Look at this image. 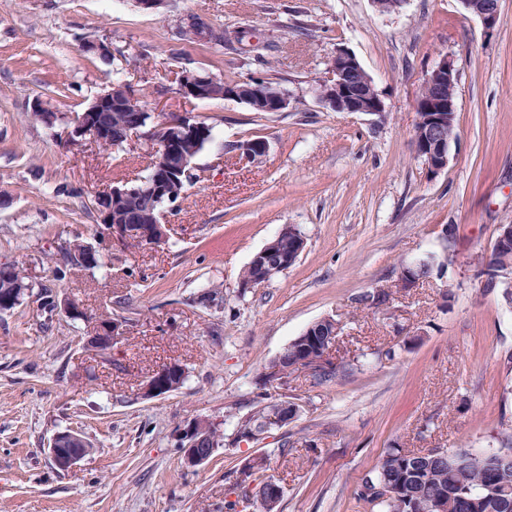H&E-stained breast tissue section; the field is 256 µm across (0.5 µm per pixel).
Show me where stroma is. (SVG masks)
Instances as JSON below:
<instances>
[{
	"label": "stroma",
	"instance_id": "1",
	"mask_svg": "<svg viewBox=\"0 0 512 512\" xmlns=\"http://www.w3.org/2000/svg\"><path fill=\"white\" fill-rule=\"evenodd\" d=\"M499 4L503 22L489 32L459 0H403L389 14L372 0H165L155 11L135 0H0V263L85 311L48 314L30 295L0 315V512H224L239 495V465L266 452L284 488L280 512H370L354 491L389 449L512 446V306L484 293L477 274L496 225L512 224V0ZM191 13L253 29L268 66L180 40ZM92 40L116 57L85 53ZM339 46L381 92L384 119L317 100ZM444 58L458 75L457 140L429 179L415 155L414 104ZM185 68L219 80L264 75L288 106L259 114L184 98L175 76ZM118 77L144 91L156 119L187 112L211 126L195 159L201 177L165 244L115 246L108 269L64 273L61 247L103 231L96 197L147 173L149 145L109 156L57 141ZM36 98L57 122L33 116ZM252 139L268 151L245 165L236 146ZM289 224L306 239L296 263L241 289L252 256ZM441 252L445 277L398 289L402 265ZM379 288L393 293L388 307H357L356 296ZM210 289L223 305L199 304ZM326 317L342 326L336 355L353 372L324 385L296 373L295 419L232 444L225 415L251 414L265 366ZM110 318L125 332L105 362L84 341ZM170 361L186 370L181 387L142 396ZM200 419L227 437L188 468L181 433ZM66 429L92 452L62 471L48 445ZM284 438L290 454L274 455Z\"/></svg>",
	"mask_w": 512,
	"mask_h": 512
}]
</instances>
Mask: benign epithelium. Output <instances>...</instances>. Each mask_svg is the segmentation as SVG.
<instances>
[{"label":"benign epithelium","instance_id":"1","mask_svg":"<svg viewBox=\"0 0 512 512\" xmlns=\"http://www.w3.org/2000/svg\"><path fill=\"white\" fill-rule=\"evenodd\" d=\"M459 2L466 13L480 18L485 29L492 30L500 24L499 0ZM182 23L185 28L192 27L197 30L204 39L219 34V31L193 15L183 18ZM360 71L361 64L351 51L336 48L333 63L328 69L324 84L316 91V98L323 106L334 112H357L382 118L386 113L383 96L372 80L359 78ZM178 83L181 94L195 100H211L222 96L226 99L256 104L269 112H280L288 106V95L269 83L254 82L250 86L223 93L218 90V81L187 69L180 72ZM455 84L454 65L450 60L444 59L425 76L423 87L430 88L431 92L425 96L419 95L416 101V111L429 113L426 122L419 123L414 129L415 151L428 176L441 173L448 165L451 141L448 140L446 127L453 125L456 116L454 97L451 94ZM119 103L120 100L114 97L112 90L97 96L77 117L74 125L66 126L58 133L60 143L68 148L86 139L98 145L105 144L110 129L104 121L103 113L111 111L112 106ZM187 134L202 142L208 139V126L196 117L182 113L172 114L159 122L153 120L148 125L139 120L130 127L123 145L131 146L137 142L151 145L155 148V161L158 167L148 184L114 185L110 194L97 196V209L112 244L123 245L136 239L145 246H158L165 241L167 231L173 228L166 220L167 213L173 210L174 204L183 196L186 184L200 178L194 156L180 146V140ZM267 149V143L259 139L246 141L237 146L239 159L246 164L261 160ZM129 193L149 196L151 201L159 206L161 221L156 224H130L123 216H112V197ZM511 245L512 225H497L494 240L496 250L507 251ZM276 246L277 240L273 239L253 257L266 280L295 261V257L291 255L285 257L279 254ZM100 249L99 243L85 244L81 248L65 247L63 259H70V252L73 251L80 255L84 263L91 264ZM123 335V322L117 319L106 324L100 322L93 327L87 345L100 356L107 357L112 352V345ZM318 335L320 332L311 326L289 343L292 347V356L288 359V371H306L316 377L325 371L338 369L336 358L333 357V345L320 346L316 341ZM181 373V367L175 362L160 366L143 384V396L156 397L172 391L171 381L178 379ZM262 380L267 386L281 392V399L275 402L274 415L271 416L274 428L281 429L294 418L296 407L288 401L287 387L280 379L277 369H265ZM182 448L184 464L189 467L205 463L213 452V449L209 448L207 435L199 433L194 422L183 430ZM48 450L53 464L58 469L66 471L84 460L91 448L81 433L65 430L54 434ZM263 465L261 454L245 460L237 470L236 484L247 492L258 494L260 499L274 506L282 495L280 483L271 476L266 477L261 483L253 480L254 472Z\"/></svg>","mask_w":512,"mask_h":512}]
</instances>
